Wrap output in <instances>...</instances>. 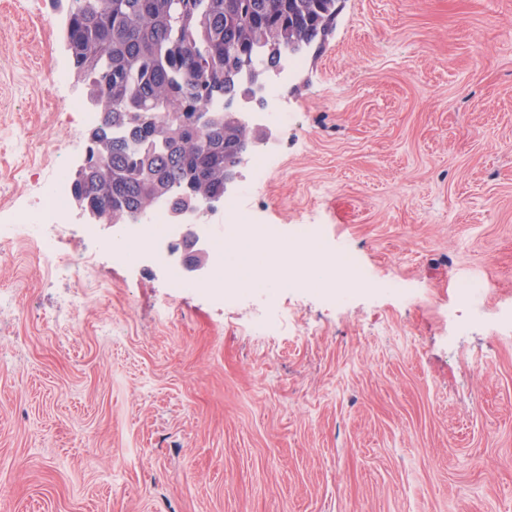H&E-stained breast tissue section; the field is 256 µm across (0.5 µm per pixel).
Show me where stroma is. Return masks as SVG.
I'll return each instance as SVG.
<instances>
[{
    "mask_svg": "<svg viewBox=\"0 0 512 512\" xmlns=\"http://www.w3.org/2000/svg\"><path fill=\"white\" fill-rule=\"evenodd\" d=\"M55 0H0V224L74 162L80 97ZM263 224H319L406 302L253 307L113 266L0 260V512H512V325L444 315L458 283L512 309V0H341L284 91ZM95 254L96 288L81 262ZM76 296V321L59 315Z\"/></svg>",
    "mask_w": 512,
    "mask_h": 512,
    "instance_id": "1",
    "label": "stroma"
}]
</instances>
